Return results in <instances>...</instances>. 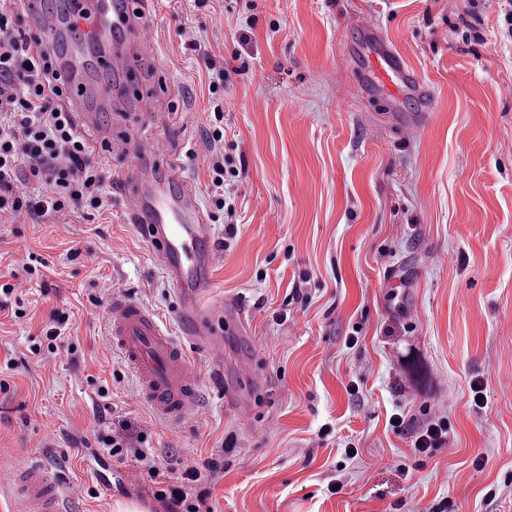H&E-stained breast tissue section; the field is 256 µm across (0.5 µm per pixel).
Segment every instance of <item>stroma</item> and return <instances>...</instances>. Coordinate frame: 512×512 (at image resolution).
Masks as SVG:
<instances>
[{"instance_id":"obj_1","label":"stroma","mask_w":512,"mask_h":512,"mask_svg":"<svg viewBox=\"0 0 512 512\" xmlns=\"http://www.w3.org/2000/svg\"><path fill=\"white\" fill-rule=\"evenodd\" d=\"M140 7L156 45L135 83L154 109L133 96L107 120L164 139L208 218L211 161L223 157L236 234L215 220L224 248L209 301L242 315L243 329L225 334L223 362L190 349L201 402L172 430L108 343L106 317L123 291L173 331L177 294L124 216L125 159L81 127L103 169V208L0 219V275L31 252L47 263L23 287L24 317L0 316V471L42 460L76 489L77 512H166L157 490L210 460L219 469L202 512H431L444 498L454 512H512V0ZM361 18L439 96L416 135L395 133L343 75ZM465 22L480 42L455 33ZM212 61L232 70L219 96ZM57 309L76 354H31ZM249 358L261 384H240L245 420L224 386ZM395 413L404 432L389 426ZM434 415L448 418V445L416 463L414 436ZM112 434L133 453L107 481L86 451Z\"/></svg>"}]
</instances>
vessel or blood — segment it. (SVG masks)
I'll use <instances>...</instances> for the list:
<instances>
[{"label": "vessel or blood", "mask_w": 512, "mask_h": 512, "mask_svg": "<svg viewBox=\"0 0 512 512\" xmlns=\"http://www.w3.org/2000/svg\"><path fill=\"white\" fill-rule=\"evenodd\" d=\"M31 25L66 41L64 68L70 81L67 95L84 107L83 122L97 124L98 104L112 93L108 82L92 83L90 70L123 71L131 55L151 51L155 31L137 13L135 0H27ZM346 54V73L357 94L390 111L406 97L430 100L432 93L402 54L383 36L377 22L363 20ZM112 154L128 161L120 180L124 210L130 223L158 253L178 299V336H170L155 315L127 295L112 297L108 334L113 349L137 377L141 393L166 421L183 425L197 410L202 374L188 356L189 346L205 347L215 360L224 357V310L203 302L214 284L220 259L215 232L199 206L194 189L168 177L158 182L152 172L166 163V148L158 142H131L105 133ZM26 512H67L73 493L62 477L29 460L0 475Z\"/></svg>", "instance_id": "obj_1"}]
</instances>
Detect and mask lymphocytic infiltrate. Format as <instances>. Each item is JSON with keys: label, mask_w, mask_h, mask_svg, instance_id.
<instances>
[{"label": "lymphocytic infiltrate", "mask_w": 512, "mask_h": 512, "mask_svg": "<svg viewBox=\"0 0 512 512\" xmlns=\"http://www.w3.org/2000/svg\"><path fill=\"white\" fill-rule=\"evenodd\" d=\"M54 59L25 32L20 14L0 8V214L42 217L104 204L100 166L76 134L72 111L57 104L66 80ZM203 470L185 466L180 485L157 498L178 512H200L206 495L189 490Z\"/></svg>", "instance_id": "lymphocytic-infiltrate-1"}]
</instances>
